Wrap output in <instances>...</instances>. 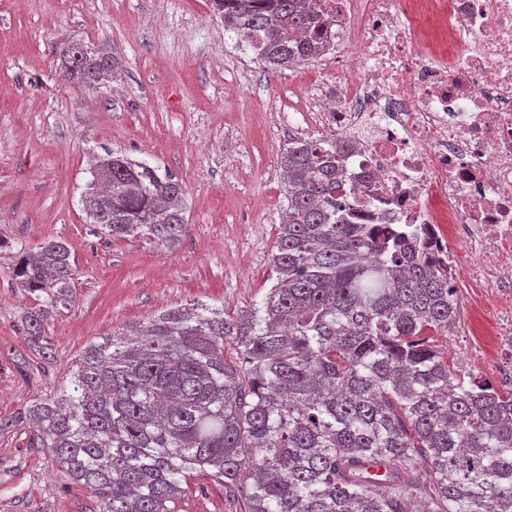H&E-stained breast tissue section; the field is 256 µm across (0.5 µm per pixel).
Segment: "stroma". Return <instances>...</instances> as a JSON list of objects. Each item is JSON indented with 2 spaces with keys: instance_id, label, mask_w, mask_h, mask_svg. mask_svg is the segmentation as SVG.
Returning <instances> with one entry per match:
<instances>
[{
  "instance_id": "35a3bbf8",
  "label": "stroma",
  "mask_w": 512,
  "mask_h": 512,
  "mask_svg": "<svg viewBox=\"0 0 512 512\" xmlns=\"http://www.w3.org/2000/svg\"><path fill=\"white\" fill-rule=\"evenodd\" d=\"M81 39L114 49L109 86L64 81L56 51ZM334 71L320 61L267 72L240 49L209 0H0V419L68 386L85 348L194 303L235 315L261 301L287 204L280 157L308 137L311 103ZM114 152L184 186L187 228L161 250L87 223L81 195L94 158ZM65 242L73 298L46 328L54 358L21 326L32 297L11 277L20 250ZM464 375L493 381L477 337L445 342ZM33 431L0 434V512H94ZM173 512H241L222 486L188 491Z\"/></svg>"
}]
</instances>
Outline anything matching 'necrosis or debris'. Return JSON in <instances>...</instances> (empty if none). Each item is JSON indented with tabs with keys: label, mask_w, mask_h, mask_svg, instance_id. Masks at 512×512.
<instances>
[{
	"label": "necrosis or debris",
	"mask_w": 512,
	"mask_h": 512,
	"mask_svg": "<svg viewBox=\"0 0 512 512\" xmlns=\"http://www.w3.org/2000/svg\"><path fill=\"white\" fill-rule=\"evenodd\" d=\"M340 79L321 126L350 148L351 224H410L449 281L488 288L512 378V0H311Z\"/></svg>",
	"instance_id": "necrosis-or-debris-1"
}]
</instances>
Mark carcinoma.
<instances>
[{
  "label": "carcinoma",
  "mask_w": 512,
  "mask_h": 512,
  "mask_svg": "<svg viewBox=\"0 0 512 512\" xmlns=\"http://www.w3.org/2000/svg\"><path fill=\"white\" fill-rule=\"evenodd\" d=\"M224 32L274 71L319 58L308 0H210ZM66 79L96 92L118 60L64 45ZM343 146L293 139L281 156L287 207L260 305L234 316L171 307L82 353L70 388L26 408L23 423L99 512H171L206 477L244 512H412L421 490L401 470L427 469L430 512H512V394L454 376L448 337L459 310L413 229L345 224L336 193ZM184 189L158 168L108 153L82 196L86 222L114 239L175 247L187 227ZM75 268L62 241L21 252V317L49 359L47 320L69 303ZM237 357L224 355V341ZM391 468L370 483L362 465Z\"/></svg>",
  "instance_id": "cac0c4a2"
}]
</instances>
